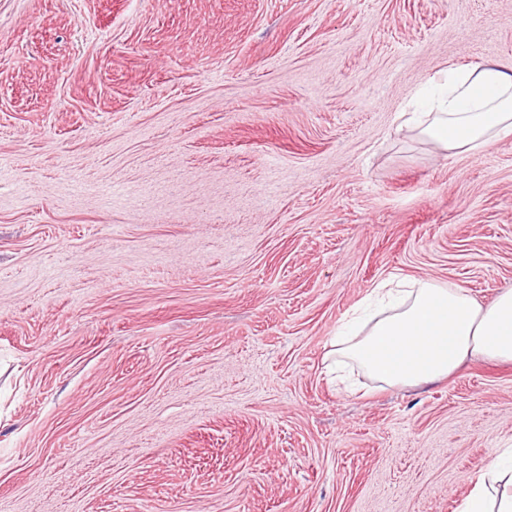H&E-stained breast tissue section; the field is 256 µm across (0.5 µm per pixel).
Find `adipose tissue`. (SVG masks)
I'll list each match as a JSON object with an SVG mask.
<instances>
[{
	"mask_svg": "<svg viewBox=\"0 0 512 512\" xmlns=\"http://www.w3.org/2000/svg\"><path fill=\"white\" fill-rule=\"evenodd\" d=\"M419 134L448 151L479 153L512 136V63L488 59L436 74ZM365 333L339 330L331 361L356 363L374 381L413 387L446 377L469 358L512 362V289L482 304L460 288L419 282L377 286ZM460 512H512V451L475 480Z\"/></svg>",
	"mask_w": 512,
	"mask_h": 512,
	"instance_id": "obj_1",
	"label": "adipose tissue"
}]
</instances>
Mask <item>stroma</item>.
Here are the masks:
<instances>
[{
  "label": "stroma",
  "instance_id": "stroma-1",
  "mask_svg": "<svg viewBox=\"0 0 512 512\" xmlns=\"http://www.w3.org/2000/svg\"><path fill=\"white\" fill-rule=\"evenodd\" d=\"M512 0H0V512H459L512 364L332 383L389 278L512 289V137L396 115Z\"/></svg>",
  "mask_w": 512,
  "mask_h": 512
}]
</instances>
